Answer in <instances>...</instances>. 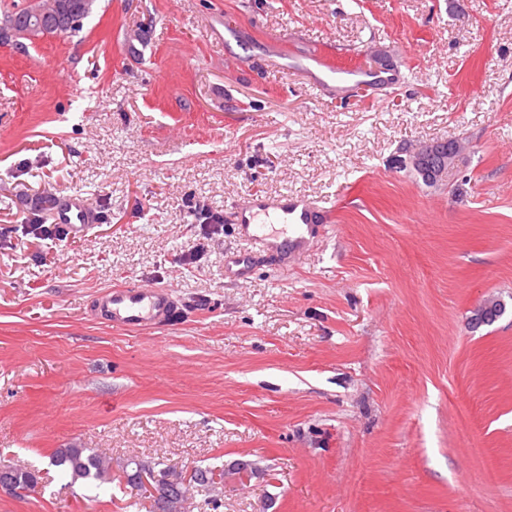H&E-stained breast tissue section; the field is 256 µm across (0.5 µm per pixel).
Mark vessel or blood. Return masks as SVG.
<instances>
[{
	"instance_id": "vessel-or-blood-1",
	"label": "vessel or blood",
	"mask_w": 512,
	"mask_h": 512,
	"mask_svg": "<svg viewBox=\"0 0 512 512\" xmlns=\"http://www.w3.org/2000/svg\"><path fill=\"white\" fill-rule=\"evenodd\" d=\"M308 57L324 67L325 83L340 84V70L321 46H310ZM332 217V209L294 195L255 194L229 213L240 236L260 252L275 255L284 251L292 260L304 254L315 226L331 222ZM57 221L67 225L73 235H86L96 222L95 207L82 196L66 197L59 204ZM180 304L172 288L128 283L102 290L96 308L113 327L141 329L166 326L179 313Z\"/></svg>"
}]
</instances>
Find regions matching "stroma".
<instances>
[{"label":"stroma","instance_id":"stroma-1","mask_svg":"<svg viewBox=\"0 0 512 512\" xmlns=\"http://www.w3.org/2000/svg\"><path fill=\"white\" fill-rule=\"evenodd\" d=\"M312 44L402 79L340 101ZM448 139L428 185L408 153ZM257 192L336 221L225 274L250 245L201 211ZM75 193L88 236L40 234ZM121 282L185 308L98 322ZM74 444L250 463L219 512H512V0H95L77 36L0 46V463L39 472L0 512H148L48 471Z\"/></svg>","mask_w":512,"mask_h":512}]
</instances>
